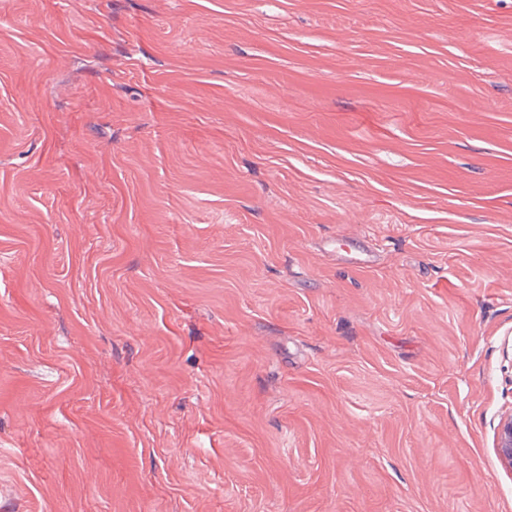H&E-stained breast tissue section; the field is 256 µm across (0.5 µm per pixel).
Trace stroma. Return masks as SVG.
<instances>
[{
  "instance_id": "stroma-1",
  "label": "stroma",
  "mask_w": 512,
  "mask_h": 512,
  "mask_svg": "<svg viewBox=\"0 0 512 512\" xmlns=\"http://www.w3.org/2000/svg\"><path fill=\"white\" fill-rule=\"evenodd\" d=\"M509 343L512 0H0V512H512ZM497 451L502 463L512 468V410L497 426Z\"/></svg>"
}]
</instances>
